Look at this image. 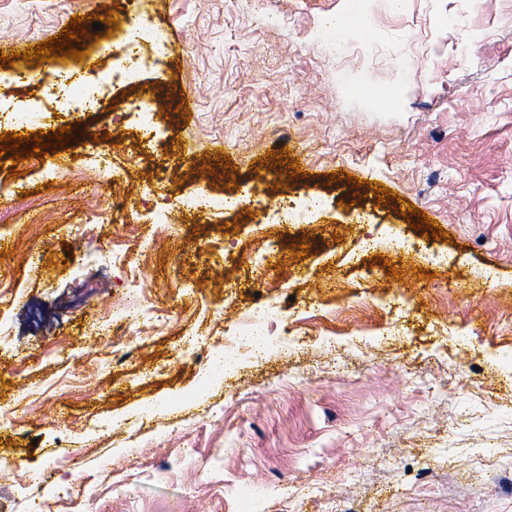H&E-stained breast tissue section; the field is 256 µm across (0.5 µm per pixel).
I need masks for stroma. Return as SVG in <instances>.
<instances>
[{"mask_svg": "<svg viewBox=\"0 0 512 512\" xmlns=\"http://www.w3.org/2000/svg\"><path fill=\"white\" fill-rule=\"evenodd\" d=\"M144 6L172 51L112 109L0 126V512H512V0H366L336 47L343 0H0V74L75 16L59 69L104 72L95 16ZM121 296L162 324L117 335ZM267 310V306L256 308L241 334L233 337L240 345L250 348L249 352L255 358L262 357L274 340L276 328L274 321L268 318ZM255 338H259L260 341L252 343V339Z\"/></svg>", "mask_w": 512, "mask_h": 512, "instance_id": "35a3bbf8", "label": "stroma"}]
</instances>
